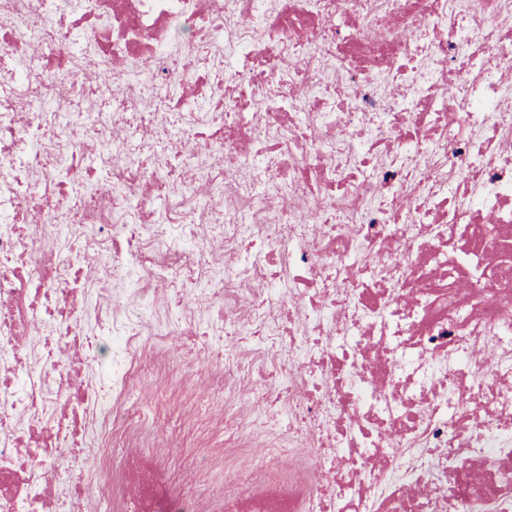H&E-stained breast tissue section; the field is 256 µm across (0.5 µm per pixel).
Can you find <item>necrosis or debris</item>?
I'll return each instance as SVG.
<instances>
[{
  "label": "necrosis or debris",
  "instance_id": "1",
  "mask_svg": "<svg viewBox=\"0 0 512 512\" xmlns=\"http://www.w3.org/2000/svg\"><path fill=\"white\" fill-rule=\"evenodd\" d=\"M0 512H512V0H0ZM191 417L190 408H175L174 416L170 426L164 428L159 424H153L146 427L143 431V441L145 448H155L154 445L158 443V436L162 435L161 445L165 448H158L161 452L171 456L173 458H179L180 456L189 453L190 448H193V440L191 436ZM173 430L181 435L180 441L172 442L171 444L166 443V438L171 434ZM184 445V447H179Z\"/></svg>",
  "mask_w": 512,
  "mask_h": 512
}]
</instances>
